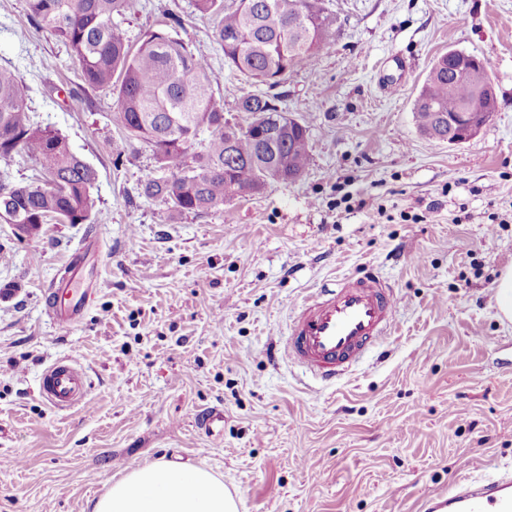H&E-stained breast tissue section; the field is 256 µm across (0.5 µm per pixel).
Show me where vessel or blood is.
<instances>
[{
    "label": "vessel or blood",
    "mask_w": 512,
    "mask_h": 512,
    "mask_svg": "<svg viewBox=\"0 0 512 512\" xmlns=\"http://www.w3.org/2000/svg\"><path fill=\"white\" fill-rule=\"evenodd\" d=\"M89 252L76 249L69 265L72 277L51 284L43 293L46 314L64 330L78 326L93 297L76 279ZM394 290L372 271L342 279L337 285L305 296L292 320L284 345L289 361L313 379L332 383L393 335ZM43 402L52 410L66 411L85 404V373L70 359L48 365L39 377ZM425 512H512V470L486 478H465L448 490L424 500Z\"/></svg>",
    "instance_id": "vessel-or-blood-1"
}]
</instances>
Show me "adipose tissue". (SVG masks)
<instances>
[{
    "mask_svg": "<svg viewBox=\"0 0 512 512\" xmlns=\"http://www.w3.org/2000/svg\"><path fill=\"white\" fill-rule=\"evenodd\" d=\"M91 512H237V506L210 471L159 460L115 480Z\"/></svg>",
    "mask_w": 512,
    "mask_h": 512,
    "instance_id": "obj_1",
    "label": "adipose tissue"
}]
</instances>
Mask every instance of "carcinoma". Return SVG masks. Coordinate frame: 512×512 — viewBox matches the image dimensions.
Instances as JSON below:
<instances>
[{"instance_id":"carcinoma-1","label":"carcinoma","mask_w":512,"mask_h":512,"mask_svg":"<svg viewBox=\"0 0 512 512\" xmlns=\"http://www.w3.org/2000/svg\"><path fill=\"white\" fill-rule=\"evenodd\" d=\"M26 2L31 27L65 47L84 85L115 95V117L127 137L150 147L157 168L168 172L147 175L140 195L163 201L171 217L206 213L269 182H294L308 169V127L285 119L276 97L241 98L238 109L249 122L231 125L215 97L217 73L182 40L162 28L132 49L118 19L134 12L138 0ZM193 6L214 18L225 63L270 88L284 84L335 34L336 19L322 0H193ZM470 57L463 51L439 57L414 101L417 128L432 140L463 136L464 128L450 123L464 112L482 126L496 111L489 77L465 75ZM27 99L20 74L0 66V162L7 169L25 155L47 177L44 185L1 179L0 220L36 224L37 236L45 224L93 223L95 170L58 130L31 119Z\"/></svg>"}]
</instances>
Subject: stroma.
I'll return each mask as SVG.
<instances>
[{
  "label": "stroma",
  "instance_id": "stroma-1",
  "mask_svg": "<svg viewBox=\"0 0 512 512\" xmlns=\"http://www.w3.org/2000/svg\"><path fill=\"white\" fill-rule=\"evenodd\" d=\"M336 33L278 87L312 161L207 213L170 220L141 196L152 151L128 142L111 94L80 88L25 0H0V65L97 173L91 224L18 238L0 222V512H89L126 467L173 459L223 480L238 512H422L429 491L512 467V324L494 288L512 268V0H325ZM173 37L223 72L224 117L264 84L224 67L192 0H140L133 44ZM451 50L488 64L497 110L467 141L422 135L413 105ZM395 84L387 93L385 84ZM364 199L344 210L337 196ZM96 293L63 331L43 291L89 237ZM367 270L396 290V332L333 387L287 360L297 303ZM69 358L89 404L46 407L42 370ZM224 412L221 435L194 421Z\"/></svg>",
  "mask_w": 512,
  "mask_h": 512
}]
</instances>
